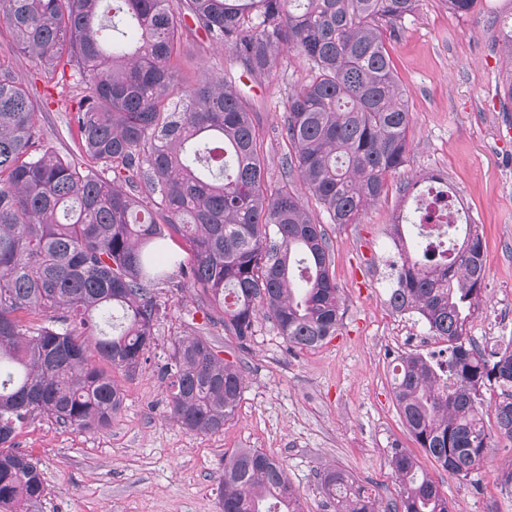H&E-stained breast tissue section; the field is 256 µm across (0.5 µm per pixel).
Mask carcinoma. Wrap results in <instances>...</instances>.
Returning <instances> with one entry per match:
<instances>
[{
    "instance_id": "carcinoma-1",
    "label": "carcinoma",
    "mask_w": 512,
    "mask_h": 512,
    "mask_svg": "<svg viewBox=\"0 0 512 512\" xmlns=\"http://www.w3.org/2000/svg\"><path fill=\"white\" fill-rule=\"evenodd\" d=\"M0 0L21 53L72 89L64 101L82 168L42 145L25 81L0 62V512H37L39 462L15 447L37 418L100 432L123 404L102 364L133 377L162 316L158 286L169 268L197 289L207 316L240 343L258 314L290 345L315 349L336 335L343 298L326 230L302 196L272 188L251 112L231 76L204 77L171 97L182 15L169 0ZM420 0H187L194 23L247 72L271 75L280 56H302L310 78L288 98L282 162L332 224H355L386 191L409 153L412 112L385 44ZM501 105L512 107V28L499 41ZM112 172V179L97 168ZM410 225L441 224L451 197ZM448 240L401 242L389 303L415 312L448 357L407 355L394 367L402 419L444 470L466 477L500 440L512 443V340L490 350L468 335L486 278L480 226L447 224ZM184 240L188 266L168 242ZM36 315L28 325L23 315ZM170 417L216 433L243 392L240 363L192 335L171 341L161 368ZM499 389V400L484 392ZM390 468L399 500L387 512H448V498L404 450ZM320 486L334 512H379L348 473L326 468ZM223 512H301L284 464L242 449L224 456Z\"/></svg>"
}]
</instances>
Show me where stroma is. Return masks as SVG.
<instances>
[{"label":"stroma","mask_w":512,"mask_h":512,"mask_svg":"<svg viewBox=\"0 0 512 512\" xmlns=\"http://www.w3.org/2000/svg\"><path fill=\"white\" fill-rule=\"evenodd\" d=\"M508 22L512 0H478L464 16L448 11L443 0H421L387 39L413 112L406 164L389 175L387 194L355 224L328 223L315 199L303 198L332 245L344 300L335 336L299 350L261 317L247 350H240L222 326L206 322L195 289L175 278L160 295L165 313L147 364L132 377L112 372L123 406L111 428L86 433L37 419L17 436V446L43 471L42 512H220L224 457L243 448L284 464L302 512H331L317 474L332 466L369 487L381 504L398 500L400 486L389 466L397 448L411 453L447 494L449 512H512V490L501 484L502 473L512 468L511 446L490 449L480 468L462 477L444 470L408 431L393 394V367L400 357H428L445 344L418 314L395 312L389 304L392 265L399 260L393 222L407 206L401 189L437 175L483 229L487 276L469 334L483 346L512 336V113L500 104L497 50ZM183 23L175 92L188 91L204 76L232 73L252 112L267 183L281 186V161L290 146L279 128L289 95L308 80L304 59L285 53L272 75L254 76L231 63L191 17ZM0 60L42 98L43 65L16 50L2 23ZM187 332L206 339L222 358L241 362L242 398L217 433L188 432L167 413L157 366L172 339Z\"/></svg>","instance_id":"35a3bbf8"}]
</instances>
